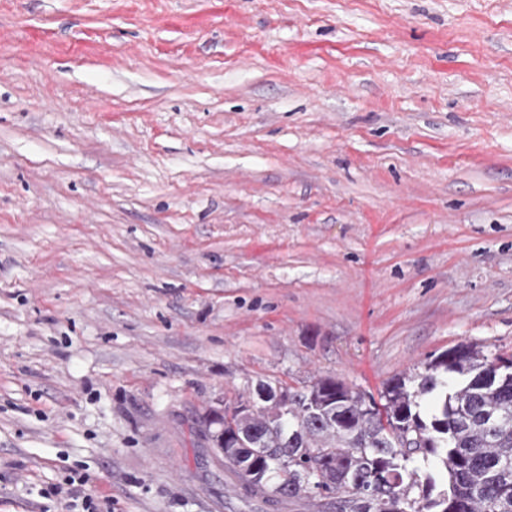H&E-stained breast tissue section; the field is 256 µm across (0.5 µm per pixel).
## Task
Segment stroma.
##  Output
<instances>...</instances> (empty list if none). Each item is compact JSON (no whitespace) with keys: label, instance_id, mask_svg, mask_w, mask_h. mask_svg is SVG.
Here are the masks:
<instances>
[{"label":"stroma","instance_id":"35a3bbf8","mask_svg":"<svg viewBox=\"0 0 512 512\" xmlns=\"http://www.w3.org/2000/svg\"><path fill=\"white\" fill-rule=\"evenodd\" d=\"M512 358V0H0V512H264L258 383Z\"/></svg>","mask_w":512,"mask_h":512}]
</instances>
